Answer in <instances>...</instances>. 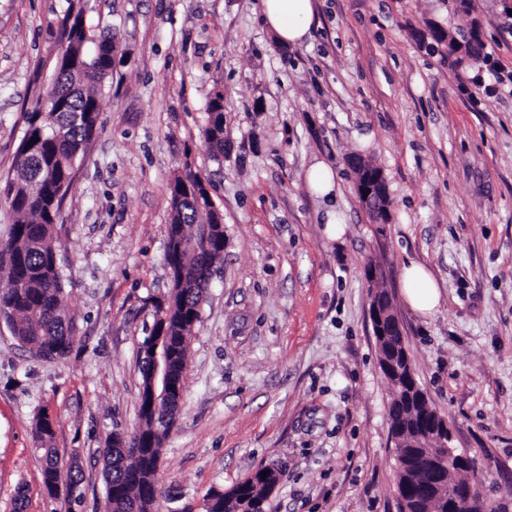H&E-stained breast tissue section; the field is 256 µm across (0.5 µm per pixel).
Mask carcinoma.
I'll return each instance as SVG.
<instances>
[{
  "label": "carcinoma",
  "instance_id": "cac0c4a2",
  "mask_svg": "<svg viewBox=\"0 0 512 512\" xmlns=\"http://www.w3.org/2000/svg\"><path fill=\"white\" fill-rule=\"evenodd\" d=\"M98 41L76 45L56 55L57 99L45 110L37 109L26 116L27 129L17 155L27 157L17 163V178L6 181L4 193L17 216L6 242L0 244V274L6 284L0 287V319L8 323L13 335L35 358L55 362L68 357L77 343L72 318L63 304L64 279L56 264L55 241L58 214L63 199L72 186V168L84 153L95 126L88 116H100L97 87L112 75V30H89ZM434 41L454 45L465 43L471 57L480 54V34L474 27L459 26L438 33ZM210 126L203 132L204 143L214 160L224 155V97L216 93L208 102ZM38 141H33V138ZM210 223L208 205L185 201L177 210L170 229L185 232L188 246L196 253L204 271L210 270L223 255L221 238L201 229ZM200 293L186 288L171 302L155 304V311L165 310L167 326L177 339L172 366L177 380H183L187 348L186 336L192 328V307ZM398 350L407 356L405 338L383 336L377 349ZM138 430L142 438L152 437L155 448L136 455H122L117 449L101 451L106 480L105 512H157L161 492L156 483L157 459L161 457L166 436L153 433L152 414L147 400H140ZM390 432L400 455L396 466V492L407 501L409 512H435L433 497L443 482L456 479L457 465L441 467L436 448L426 441L443 424L444 417L428 409L426 400L413 396L405 401L391 394L388 407ZM41 442L44 485L61 479L69 494L74 495L81 483L80 467L64 461L51 445L53 433L36 424ZM282 471L274 468L235 484L229 490L208 493L212 504L206 512H269V501L280 483Z\"/></svg>",
  "mask_w": 512,
  "mask_h": 512
}]
</instances>
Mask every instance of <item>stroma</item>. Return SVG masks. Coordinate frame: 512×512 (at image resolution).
Wrapping results in <instances>:
<instances>
[{
    "label": "stroma",
    "mask_w": 512,
    "mask_h": 512,
    "mask_svg": "<svg viewBox=\"0 0 512 512\" xmlns=\"http://www.w3.org/2000/svg\"><path fill=\"white\" fill-rule=\"evenodd\" d=\"M299 45L266 28L260 0H0V238L3 192L26 114L52 87L62 20L116 30L101 126L78 164L56 242L78 343L34 359L0 321V512H103L99 451L138 425V357L170 287V184L210 182L227 245L188 339L178 424L156 482L158 512H203L273 465L271 512H397L389 385L369 318L377 261L416 378L475 459L486 497L512 501V0H472L479 59L421 42L459 19L448 0H313ZM224 94V156L203 144ZM380 169L391 222L359 203L352 156ZM334 173L326 196L308 172ZM423 265L439 305L405 300ZM55 422L79 457L81 497H49L34 437Z\"/></svg>",
    "instance_id": "stroma-1"
}]
</instances>
